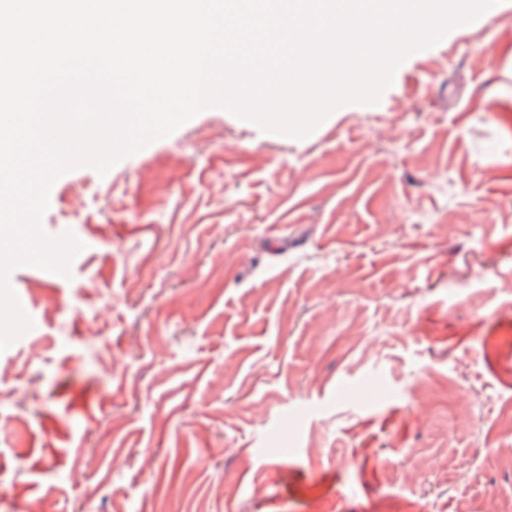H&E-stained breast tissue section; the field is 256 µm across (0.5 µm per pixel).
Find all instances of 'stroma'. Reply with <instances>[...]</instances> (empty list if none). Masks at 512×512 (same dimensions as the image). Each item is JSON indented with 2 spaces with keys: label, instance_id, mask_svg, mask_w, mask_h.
<instances>
[{
  "label": "stroma",
  "instance_id": "35a3bbf8",
  "mask_svg": "<svg viewBox=\"0 0 512 512\" xmlns=\"http://www.w3.org/2000/svg\"><path fill=\"white\" fill-rule=\"evenodd\" d=\"M41 224L84 248L9 275L0 512H512V0L374 109H205Z\"/></svg>",
  "mask_w": 512,
  "mask_h": 512
}]
</instances>
